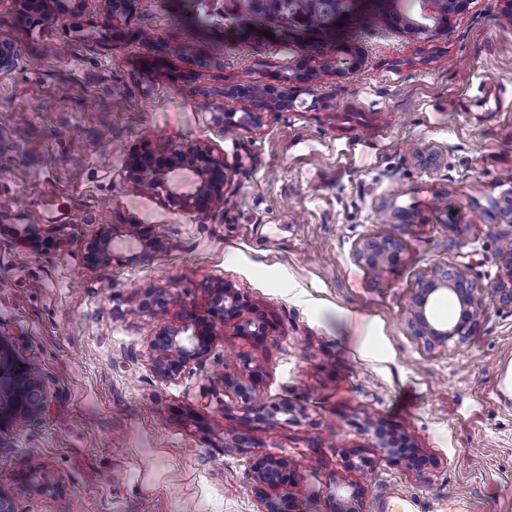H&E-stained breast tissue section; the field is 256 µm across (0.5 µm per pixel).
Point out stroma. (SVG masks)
I'll return each instance as SVG.
<instances>
[{"mask_svg":"<svg viewBox=\"0 0 512 512\" xmlns=\"http://www.w3.org/2000/svg\"><path fill=\"white\" fill-rule=\"evenodd\" d=\"M237 0H50L30 25L0 0V346L38 364L49 397L29 422H0V494L14 512H259L244 435L287 459L301 512H332L337 486L393 489L416 512L452 495L512 512V310L488 302L474 336L430 349L406 308L419 275L447 262L495 283L498 209L512 202V8L471 0L441 36L355 24V69L316 68L294 108L261 112L239 85H295V30L239 20ZM191 43L194 55L178 50ZM233 113L224 132L216 113ZM200 144L223 159L224 196L207 214L169 207L125 178L129 153ZM443 155L422 168L419 151ZM414 213L392 223L387 210ZM54 227L67 247L20 242ZM143 224L159 246L129 264L91 266L103 228ZM369 234L403 246L372 273L354 258ZM218 283L273 327L262 341L226 326L206 355L165 382L151 369L160 328L204 314ZM261 364L260 402L303 415L274 426L226 403L240 357ZM397 431L421 466L373 446L366 417ZM367 468H360L361 459ZM42 463L30 480V463Z\"/></svg>","mask_w":512,"mask_h":512,"instance_id":"stroma-1","label":"stroma"}]
</instances>
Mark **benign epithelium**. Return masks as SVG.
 I'll use <instances>...</instances> for the list:
<instances>
[{
  "mask_svg": "<svg viewBox=\"0 0 512 512\" xmlns=\"http://www.w3.org/2000/svg\"><path fill=\"white\" fill-rule=\"evenodd\" d=\"M24 15L38 23L43 17L46 0H20ZM400 0H348L349 8L328 24V28L342 31L354 22L386 11L390 16L398 15L403 22L409 19L399 7ZM448 12L444 23L434 27L412 24L413 32L437 36L445 32L455 15L465 11L470 0H445ZM250 11L257 16L277 20V26L286 30L293 22L280 21L281 0H249ZM343 26H337V23ZM190 171L195 175V185L185 193L174 184L173 178L179 171ZM126 180L139 192L164 198L170 205L196 212L207 213L213 203L224 194L227 179L224 161L215 157L207 147L190 145L179 150L155 152L143 149L131 155L125 170ZM126 235L139 241L143 250L156 247L146 228L141 224L126 225ZM52 237L51 229L30 224L25 229L24 243L33 247ZM402 244L388 236L365 238L357 247L355 257L365 266L383 271L397 264ZM116 258L113 252V238L101 236L90 246L89 263H110ZM503 274L495 287L488 288L473 280L459 269L448 268L439 263L420 276L413 285V295L407 310V322L413 332L429 346H447L453 341L459 345L466 337L473 335L484 315L487 301L512 304V248L499 252ZM456 296L464 306L466 316L455 323L442 326L433 323L429 317V306L441 292ZM241 336L256 340L268 334L272 322L258 311L247 296L218 285L210 289L207 315L187 318L181 324L161 330L151 342L154 357L151 369L164 381H172L181 375L188 364L197 360L209 348L215 336L228 324ZM34 365L19 367L13 356L0 348V418L29 420L39 415L48 401V391L42 378L33 373ZM262 374L261 368L250 359L242 361V375L237 379L224 377V393L235 400L255 421L274 420L279 416L291 422L298 419L302 409L286 399L254 403V384ZM251 469L255 490L261 510L259 512H293V503L281 489L291 483L292 470L288 462L272 456L252 458ZM361 489L348 485L343 492L335 493V512H357L354 502L358 501Z\"/></svg>",
  "mask_w": 512,
  "mask_h": 512,
  "instance_id": "7a95c632",
  "label": "benign epithelium"
}]
</instances>
